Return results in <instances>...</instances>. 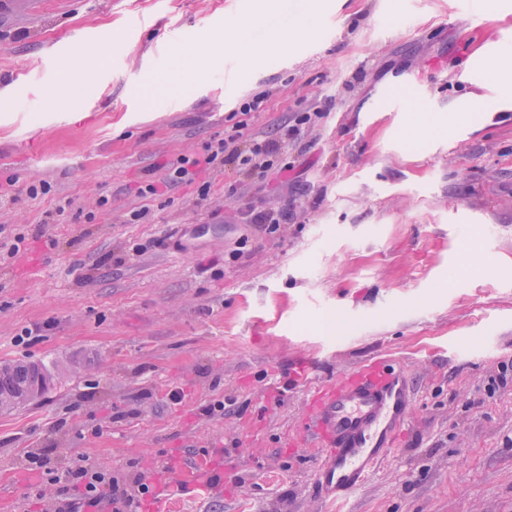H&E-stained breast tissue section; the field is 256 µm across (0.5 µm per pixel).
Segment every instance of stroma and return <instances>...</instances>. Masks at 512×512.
<instances>
[{"instance_id":"obj_1","label":"stroma","mask_w":512,"mask_h":512,"mask_svg":"<svg viewBox=\"0 0 512 512\" xmlns=\"http://www.w3.org/2000/svg\"><path fill=\"white\" fill-rule=\"evenodd\" d=\"M498 2L478 29L457 0H318L315 27L252 60L238 24L288 22L307 0H0V243L19 248L0 253V364L55 376L0 412V512H56L55 475L84 464L148 512L183 453L222 454L233 478L220 498L181 494L182 512H325L312 384L374 358L402 366L414 401L352 512H512V100L470 78L512 36ZM202 32L223 54L145 104L147 76ZM80 46L105 55L89 81L58 57ZM11 72L23 103L5 97ZM65 73L81 86L67 99ZM407 83L418 99L391 106ZM414 108L464 129L408 139ZM304 112L284 175L227 165L204 197L140 192L238 123L262 139ZM253 208L290 217L271 233L244 223Z\"/></svg>"}]
</instances>
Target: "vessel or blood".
Returning a JSON list of instances; mask_svg holds the SVG:
<instances>
[{
  "instance_id": "1",
  "label": "vessel or blood",
  "mask_w": 512,
  "mask_h": 512,
  "mask_svg": "<svg viewBox=\"0 0 512 512\" xmlns=\"http://www.w3.org/2000/svg\"><path fill=\"white\" fill-rule=\"evenodd\" d=\"M410 393L404 372L379 359L345 373L335 387L314 395L306 431L323 461L313 473L319 496L345 506L373 468L395 445L407 424ZM228 478L223 466L198 458L181 460L158 478L153 512H166L174 487L220 495Z\"/></svg>"
}]
</instances>
